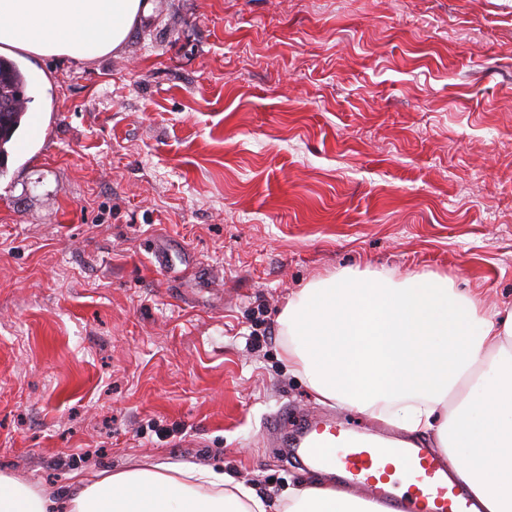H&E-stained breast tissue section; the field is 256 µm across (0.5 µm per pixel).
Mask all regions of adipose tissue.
<instances>
[{"mask_svg": "<svg viewBox=\"0 0 512 512\" xmlns=\"http://www.w3.org/2000/svg\"><path fill=\"white\" fill-rule=\"evenodd\" d=\"M145 0H0V53L94 60L119 49ZM283 353L316 400L432 435L467 482L475 512H512V314L437 274L395 279L344 269L294 292ZM331 469L277 504L190 461L79 473L74 488L0 474V512H377Z\"/></svg>", "mask_w": 512, "mask_h": 512, "instance_id": "obj_1", "label": "adipose tissue"}]
</instances>
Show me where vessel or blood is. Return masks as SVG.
I'll list each match as a JSON object with an SVG mask.
<instances>
[{"mask_svg": "<svg viewBox=\"0 0 512 512\" xmlns=\"http://www.w3.org/2000/svg\"><path fill=\"white\" fill-rule=\"evenodd\" d=\"M297 447L312 464L336 467L346 489L363 492L390 512H471L464 481L420 443H386L328 424L306 429Z\"/></svg>", "mask_w": 512, "mask_h": 512, "instance_id": "b4317fda", "label": "vessel or blood"}]
</instances>
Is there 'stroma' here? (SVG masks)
<instances>
[{
	"label": "stroma",
	"instance_id": "1",
	"mask_svg": "<svg viewBox=\"0 0 512 512\" xmlns=\"http://www.w3.org/2000/svg\"><path fill=\"white\" fill-rule=\"evenodd\" d=\"M152 2L100 59L14 54L0 470L192 461L274 502L311 473L276 416L380 426L289 373L292 292L433 273L512 311V0Z\"/></svg>",
	"mask_w": 512,
	"mask_h": 512
}]
</instances>
